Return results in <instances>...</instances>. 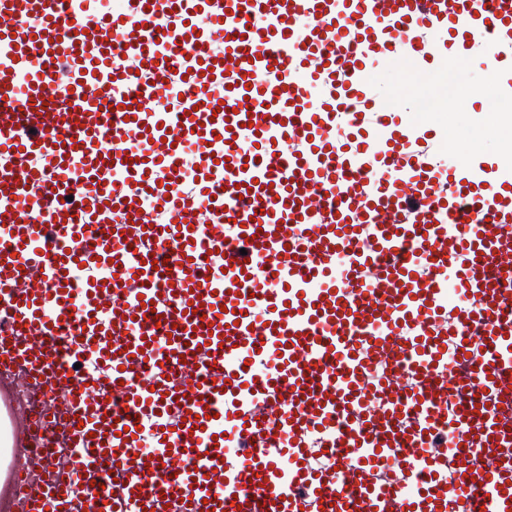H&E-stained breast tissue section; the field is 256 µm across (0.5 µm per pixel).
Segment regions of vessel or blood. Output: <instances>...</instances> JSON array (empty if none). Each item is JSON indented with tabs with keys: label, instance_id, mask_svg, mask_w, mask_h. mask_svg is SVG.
Instances as JSON below:
<instances>
[{
	"label": "vessel or blood",
	"instance_id": "1",
	"mask_svg": "<svg viewBox=\"0 0 512 512\" xmlns=\"http://www.w3.org/2000/svg\"><path fill=\"white\" fill-rule=\"evenodd\" d=\"M511 46L512 0H0L19 512H512V168L378 82ZM409 64L401 59L394 62L387 70H384L380 76L381 82L389 93L402 96L404 87L409 83Z\"/></svg>",
	"mask_w": 512,
	"mask_h": 512
}]
</instances>
